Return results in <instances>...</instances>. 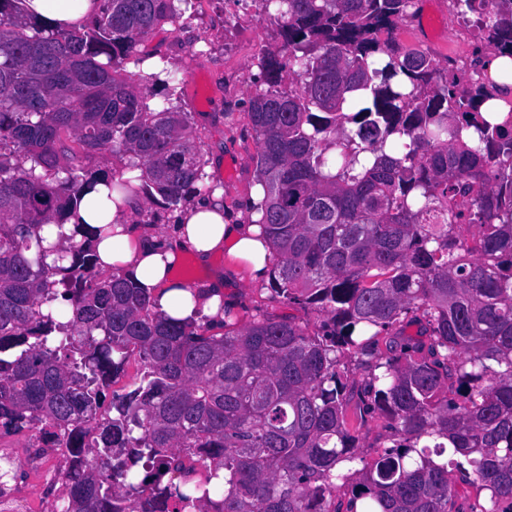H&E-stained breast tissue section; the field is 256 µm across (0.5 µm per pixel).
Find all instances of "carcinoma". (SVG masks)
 Here are the masks:
<instances>
[{
    "label": "carcinoma",
    "instance_id": "carcinoma-1",
    "mask_svg": "<svg viewBox=\"0 0 512 512\" xmlns=\"http://www.w3.org/2000/svg\"><path fill=\"white\" fill-rule=\"evenodd\" d=\"M177 1L102 0L58 29L0 0V436L68 449L60 512H460L452 472L486 491L470 512H512V101L478 111L502 98L481 61L512 57V0H487L464 77L389 36L417 0H263L281 42L248 116L271 291L323 329L262 315L220 335L100 272L112 225L64 231L98 183L141 197L140 224L224 189L178 73L142 50ZM105 147L110 174L89 167ZM352 401L387 420L370 463Z\"/></svg>",
    "mask_w": 512,
    "mask_h": 512
}]
</instances>
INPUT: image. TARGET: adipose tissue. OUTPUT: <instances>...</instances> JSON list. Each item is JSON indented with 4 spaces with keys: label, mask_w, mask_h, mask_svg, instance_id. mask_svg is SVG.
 I'll return each instance as SVG.
<instances>
[{
    "label": "adipose tissue",
    "mask_w": 512,
    "mask_h": 512,
    "mask_svg": "<svg viewBox=\"0 0 512 512\" xmlns=\"http://www.w3.org/2000/svg\"><path fill=\"white\" fill-rule=\"evenodd\" d=\"M24 12L45 24L74 23L98 12L100 0H23ZM104 188L85 194L76 216L83 224H111V237L97 241L95 249L101 270L121 267L144 288L156 308L185 324L207 321L214 333H221L226 277H245L251 284L269 280L275 254L261 235L260 212L249 211L241 221L225 214L222 203L198 198L178 212L169 235L157 237L132 224L141 208L140 197H129L122 208L104 203ZM193 250L200 260L225 252L227 272L216 275L207 285L196 287L174 279L173 271L184 250Z\"/></svg>",
    "instance_id": "adipose-tissue-1"
}]
</instances>
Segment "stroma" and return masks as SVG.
<instances>
[{
	"label": "stroma",
	"mask_w": 512,
	"mask_h": 512,
	"mask_svg": "<svg viewBox=\"0 0 512 512\" xmlns=\"http://www.w3.org/2000/svg\"><path fill=\"white\" fill-rule=\"evenodd\" d=\"M186 14V20L164 25L149 44L180 70L181 104L194 115L205 170L223 183L224 205L234 211L255 185L256 144L247 110L260 75V52L279 43L280 22L260 0H190ZM240 299L233 310L238 325L262 313L295 317L312 332L321 327L316 313L288 305L269 285L241 287ZM347 418L363 456L374 460L385 444V419L362 421L352 408Z\"/></svg>",
	"instance_id": "stroma-1"
}]
</instances>
